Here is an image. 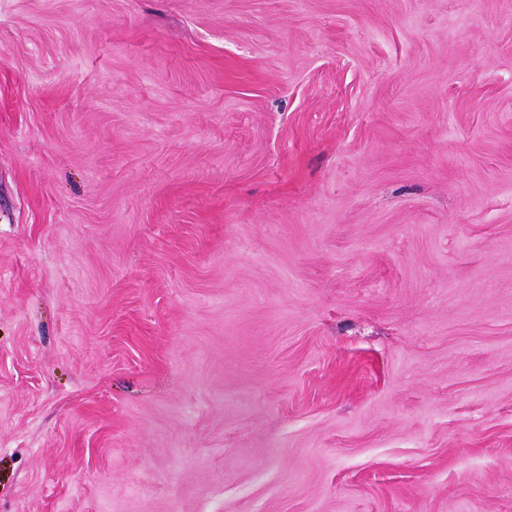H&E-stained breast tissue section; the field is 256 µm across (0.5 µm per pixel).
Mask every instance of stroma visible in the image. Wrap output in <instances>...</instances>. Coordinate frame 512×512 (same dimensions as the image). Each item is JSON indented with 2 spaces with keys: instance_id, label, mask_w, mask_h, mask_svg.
<instances>
[{
  "instance_id": "stroma-1",
  "label": "stroma",
  "mask_w": 512,
  "mask_h": 512,
  "mask_svg": "<svg viewBox=\"0 0 512 512\" xmlns=\"http://www.w3.org/2000/svg\"><path fill=\"white\" fill-rule=\"evenodd\" d=\"M0 512H512V0H0Z\"/></svg>"
}]
</instances>
